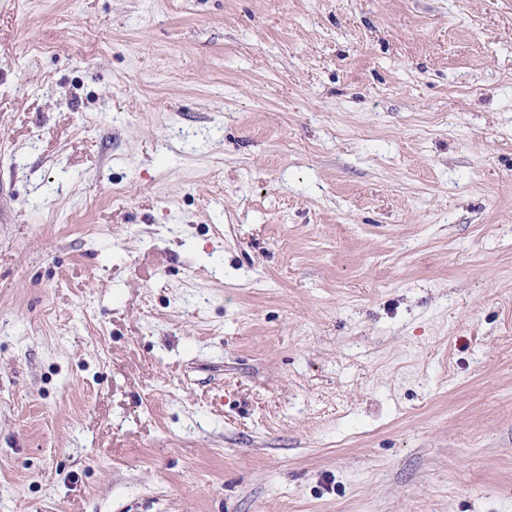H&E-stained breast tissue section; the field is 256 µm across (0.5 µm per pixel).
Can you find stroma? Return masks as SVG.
Masks as SVG:
<instances>
[{"mask_svg":"<svg viewBox=\"0 0 512 512\" xmlns=\"http://www.w3.org/2000/svg\"><path fill=\"white\" fill-rule=\"evenodd\" d=\"M0 512H512V0H0Z\"/></svg>","mask_w":512,"mask_h":512,"instance_id":"35a3bbf8","label":"stroma"}]
</instances>
